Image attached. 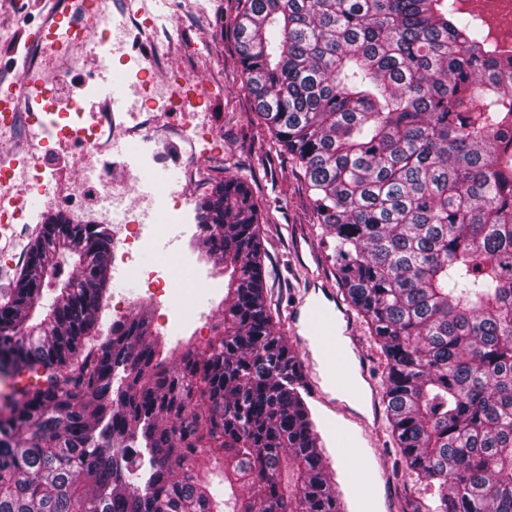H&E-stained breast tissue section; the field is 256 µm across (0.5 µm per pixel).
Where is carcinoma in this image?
<instances>
[{"label":"carcinoma","instance_id":"1","mask_svg":"<svg viewBox=\"0 0 512 512\" xmlns=\"http://www.w3.org/2000/svg\"><path fill=\"white\" fill-rule=\"evenodd\" d=\"M459 3L237 0L233 33L384 358L395 472L434 497L415 512H512V58ZM197 212L224 323L175 366L144 314L91 338L107 225L51 216L30 243L0 303V512H343L274 332L250 184H214ZM204 454L247 495L216 500Z\"/></svg>","mask_w":512,"mask_h":512}]
</instances>
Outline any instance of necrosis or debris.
Returning a JSON list of instances; mask_svg holds the SVG:
<instances>
[{
    "label": "necrosis or debris",
    "mask_w": 512,
    "mask_h": 512,
    "mask_svg": "<svg viewBox=\"0 0 512 512\" xmlns=\"http://www.w3.org/2000/svg\"><path fill=\"white\" fill-rule=\"evenodd\" d=\"M75 3L80 12L89 15L91 35L85 40L79 30H72L65 46L67 50L101 58L106 64L116 57L128 63V70L121 75L123 86L131 93L124 109L127 119L117 121L109 107L97 112L85 111L78 98L72 99L68 107H59L57 90L65 78L58 74L49 77L42 82L36 98L28 103L26 118L31 145L13 159L14 168L22 173L20 190L37 196H54L53 182L44 164L53 144L76 142L94 152L98 157L97 167L76 176L66 206L76 207L92 200L101 222L116 227L114 240L123 249V271L134 274L144 284L146 297L171 294L172 300L166 307L167 320L177 324L196 318L197 308L184 307L180 301L181 296L196 286L182 253L165 255L150 268L136 263L138 253L158 233L173 225H181L183 236L197 237V230L184 223L189 205L186 191L161 180L151 198L134 195L133 188L143 171L160 165L154 154L146 158L143 170L119 175L112 171V153L119 143L135 151L143 139L162 142L176 138L192 150L201 143L210 144L215 151L221 148L210 122H188V109H199L200 103L193 100L184 76L159 74L164 49L179 39L180 32L158 26L142 0H125V11L118 22L104 9L92 6L90 0H75ZM155 111L167 112L172 118L171 126L158 129L141 123V115Z\"/></svg>",
    "instance_id": "4bbe7bcc"
}]
</instances>
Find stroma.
<instances>
[{"label":"stroma","mask_w":512,"mask_h":512,"mask_svg":"<svg viewBox=\"0 0 512 512\" xmlns=\"http://www.w3.org/2000/svg\"><path fill=\"white\" fill-rule=\"evenodd\" d=\"M14 0H0V80L12 81L18 73L12 66L15 48L27 44L43 17L40 0H31L27 12H18ZM195 0H146L150 15L162 16L164 25L178 23L181 39L169 45L165 58L168 70L184 71L191 80L195 97L201 98L224 146L223 157L208 151L197 157H181L177 144L159 146L161 162L181 163L196 169L199 181L189 186L192 202H199L212 184L237 176L248 180L261 204V226L267 270L268 303L275 331L284 336L313 377L321 384V395H308L307 403L321 436L328 472L345 505V512H411L415 503H428L422 491L408 493L402 477L394 475L392 448L384 407L372 388L380 381L379 353L361 324H353L357 347L367 361L371 378L362 381L360 405L343 399L325 382L322 362L315 344L296 339L288 323V306L301 291L308 276L320 278L335 288L336 277L327 258L321 231L313 223L304 181L286 157L279 153L270 136L258 125L252 112L250 94L243 88L237 44L231 34L236 0H210L205 15H198ZM207 50L198 55L196 44ZM96 159L75 143H67L47 154L45 163L53 174L59 195H68L71 182L81 169ZM107 293L135 299L137 311L148 312L150 330L159 338L165 356L177 361L187 348L203 347L222 319L221 306H214L209 318L171 334L158 305L142 299L137 283L122 286L108 282Z\"/></svg>","instance_id":"stroma-1"}]
</instances>
